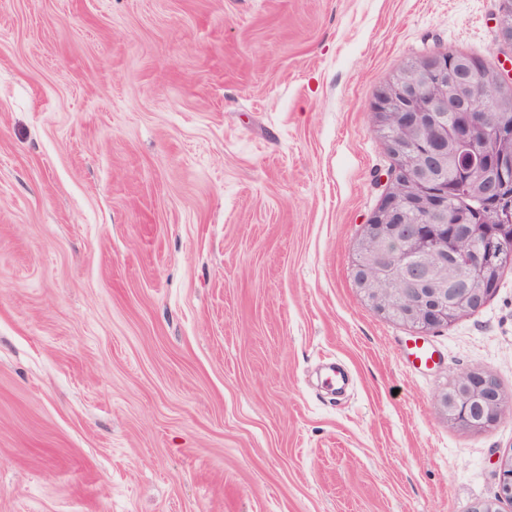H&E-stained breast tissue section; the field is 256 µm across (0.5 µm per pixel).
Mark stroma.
Masks as SVG:
<instances>
[{"label": "stroma", "instance_id": "35a3bbf8", "mask_svg": "<svg viewBox=\"0 0 512 512\" xmlns=\"http://www.w3.org/2000/svg\"><path fill=\"white\" fill-rule=\"evenodd\" d=\"M498 5L0 0V512L494 498L512 268L420 336L352 269L394 165L377 92L434 51L511 69ZM474 367L504 397L485 431L435 403Z\"/></svg>", "mask_w": 512, "mask_h": 512}]
</instances>
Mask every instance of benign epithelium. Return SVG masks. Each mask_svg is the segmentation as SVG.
I'll return each instance as SVG.
<instances>
[{
    "label": "benign epithelium",
    "instance_id": "7a95c632",
    "mask_svg": "<svg viewBox=\"0 0 512 512\" xmlns=\"http://www.w3.org/2000/svg\"><path fill=\"white\" fill-rule=\"evenodd\" d=\"M450 52L436 51L414 60L377 94L371 112L378 124H392L397 134L389 144L399 159L387 175L389 188L364 227L359 248L370 258L354 268L364 299L381 313H396L426 332L448 325L458 315L479 309L487 288L460 287L466 270L483 272L494 263L501 244L486 238L470 244L480 226L466 214H450L428 187L448 178L453 163L460 178L488 199L496 221L512 222L503 208L512 171V123L500 122L492 135L499 151L490 162L476 161L475 132L486 115L499 111L495 94L479 98L484 68L472 60L448 65ZM437 404L455 422L479 431L496 423L503 399L497 380L474 368L460 374ZM499 496L512 499V456L499 459Z\"/></svg>",
    "mask_w": 512,
    "mask_h": 512
}]
</instances>
